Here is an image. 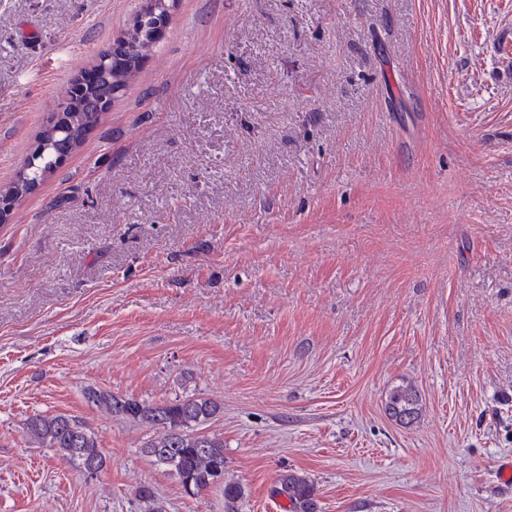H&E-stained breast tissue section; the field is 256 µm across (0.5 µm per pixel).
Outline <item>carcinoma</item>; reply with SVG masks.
Segmentation results:
<instances>
[{
	"mask_svg": "<svg viewBox=\"0 0 512 512\" xmlns=\"http://www.w3.org/2000/svg\"><path fill=\"white\" fill-rule=\"evenodd\" d=\"M148 15V11L139 14L128 34L135 51L126 65L119 69L110 61L98 62L96 85L85 91L79 101L70 102L64 118L40 133L46 137L49 148L38 158L25 161L21 172L29 179L42 182L53 174L59 164L58 155L80 146L87 132L97 125L100 113L90 110L92 102L104 96L114 97V90L125 88L134 76L139 58L154 42V30L146 19ZM84 398L89 407L103 414L152 429L153 436L145 443L144 452L181 486L191 481L197 493L219 488L231 510L243 498L244 487L240 482L216 481L219 471L224 469V439L207 431V427L223 413L219 401L192 393L153 402L93 389L86 390ZM386 410L396 421L410 424L420 415V396L414 387L398 385L388 394ZM77 424L78 419L66 414H35L26 420L25 432L29 443L51 449L61 461L80 470L91 460L106 468L107 456L96 434L89 428L79 435L74 434L72 427ZM272 494L287 500L286 512H318L315 484L303 473L288 470L280 474ZM137 499L142 512H165L163 502L149 484L138 487Z\"/></svg>",
	"mask_w": 512,
	"mask_h": 512,
	"instance_id": "obj_1",
	"label": "carcinoma"
}]
</instances>
